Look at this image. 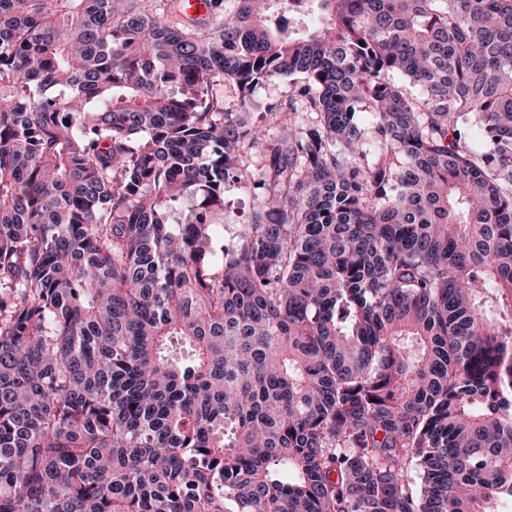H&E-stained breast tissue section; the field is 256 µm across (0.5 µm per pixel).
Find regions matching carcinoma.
<instances>
[{
  "label": "carcinoma",
  "instance_id": "cac0c4a2",
  "mask_svg": "<svg viewBox=\"0 0 512 512\" xmlns=\"http://www.w3.org/2000/svg\"><path fill=\"white\" fill-rule=\"evenodd\" d=\"M176 2L0 0V512H498L512 0ZM288 95V82L273 81L260 85L252 95L253 111L264 110L267 104L282 100ZM228 200L231 202L226 204L224 212H219L213 217L215 224H224L226 236L228 235L227 227L232 224H242L248 220L252 204L251 198L243 194L229 193Z\"/></svg>",
  "mask_w": 512,
  "mask_h": 512
}]
</instances>
